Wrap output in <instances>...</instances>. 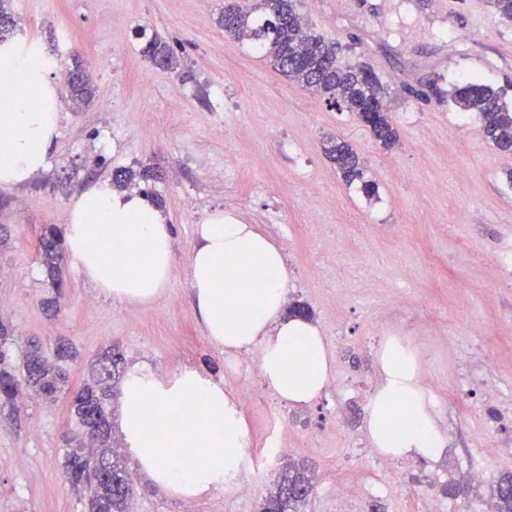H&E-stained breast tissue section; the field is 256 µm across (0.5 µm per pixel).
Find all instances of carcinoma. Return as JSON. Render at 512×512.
Returning a JSON list of instances; mask_svg holds the SVG:
<instances>
[{
	"label": "carcinoma",
	"mask_w": 512,
	"mask_h": 512,
	"mask_svg": "<svg viewBox=\"0 0 512 512\" xmlns=\"http://www.w3.org/2000/svg\"><path fill=\"white\" fill-rule=\"evenodd\" d=\"M5 2L0 0V42L17 29V21L5 8ZM219 24L236 40L268 58L282 75L338 109L359 118L368 104H378L379 110L365 117L367 128L383 146L390 148L397 143V132L384 107L386 89L379 78L363 63L340 65L337 43L328 42L307 28L301 29L295 0H252L246 7L239 0H227ZM143 54L167 67L176 62L174 49L157 38L146 44ZM68 83L74 104L81 105L92 98L93 85L77 59L69 70ZM448 95L459 110L479 115L480 132L488 141L503 150L512 148V105L503 101L498 92L487 85L466 82L454 86ZM326 152L346 183L359 182L366 195L375 194V184L365 179V164L350 144L336 139ZM36 249L48 277L56 287H61L64 248L60 229L45 226ZM10 339V326L0 321V408L13 407L18 399L31 394L54 399L67 382L63 364L74 357L73 347L60 341L47 354L41 346L30 345L24 354L27 370L19 375L3 359ZM123 363V356L116 349L104 352L92 380L70 397L69 409L79 432L64 438L65 477L72 486L88 494L91 512H129L127 473L112 445L107 410L110 382L124 372ZM312 492L310 476L290 464L282 470L276 492L266 501L262 512H298ZM495 512H512V474L498 481Z\"/></svg>",
	"instance_id": "carcinoma-1"
}]
</instances>
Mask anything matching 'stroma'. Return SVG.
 I'll use <instances>...</instances> for the list:
<instances>
[{"instance_id": "stroma-1", "label": "stroma", "mask_w": 512, "mask_h": 512, "mask_svg": "<svg viewBox=\"0 0 512 512\" xmlns=\"http://www.w3.org/2000/svg\"><path fill=\"white\" fill-rule=\"evenodd\" d=\"M17 38L41 45L58 69L89 68L94 98L64 103L48 173L0 189V321L17 338L76 351L69 386L92 377L105 350L144 361L162 376L191 367L223 379L248 435V462L222 492L186 501L127 474L136 512H261L281 467L305 465L316 486L302 512H336L337 486H372L356 512H441L452 500L491 502L512 473V152L479 131L476 113L448 98L478 81L506 90L512 103V24L486 0H303L307 23L349 45L388 89L385 106L398 142L383 147L354 114L314 97L269 59L218 24L224 0H8ZM72 41L60 47L61 30ZM178 41L177 63L155 65L149 39ZM350 143L378 193L347 185L325 152ZM133 170L134 190L161 199L175 225L170 285L152 305L131 307L99 295L70 263L62 265V310L36 239L64 225L90 182ZM315 199L321 221L308 223ZM215 210L259 225L285 252L288 304H303L335 358L334 374L312 405L280 404L291 450L261 451L271 432L273 389L261 373L233 370L207 340L190 302L189 256L197 224ZM485 324L476 335L471 322ZM416 346L426 393L436 403L450 448L436 463L367 454L365 418L378 380L382 339ZM75 422L66 396L25 399L0 412V512H87L64 476L62 434ZM485 478L474 480L477 469ZM256 485L247 498L240 483ZM463 486L458 498L448 485Z\"/></svg>"}]
</instances>
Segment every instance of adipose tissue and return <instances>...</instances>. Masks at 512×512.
Wrapping results in <instances>:
<instances>
[{
	"instance_id": "ef3b65f1",
	"label": "adipose tissue",
	"mask_w": 512,
	"mask_h": 512,
	"mask_svg": "<svg viewBox=\"0 0 512 512\" xmlns=\"http://www.w3.org/2000/svg\"><path fill=\"white\" fill-rule=\"evenodd\" d=\"M62 100L51 65L29 48L0 44V188L27 185L56 151ZM70 262L96 291L124 305L148 306L166 290L176 230L145 197L110 181L90 183L63 227ZM192 307L208 341L228 352L260 348L261 374L294 408L316 400L333 372L319 329L285 313L283 250L252 224L216 210L197 226L189 259ZM378 384L366 430L374 450L431 463L448 447L435 402L425 392L414 347L388 337L377 354ZM119 429L135 467L157 488L197 498L224 487L246 457L247 434L235 400L196 370L168 382L148 366L129 369Z\"/></svg>"
}]
</instances>
